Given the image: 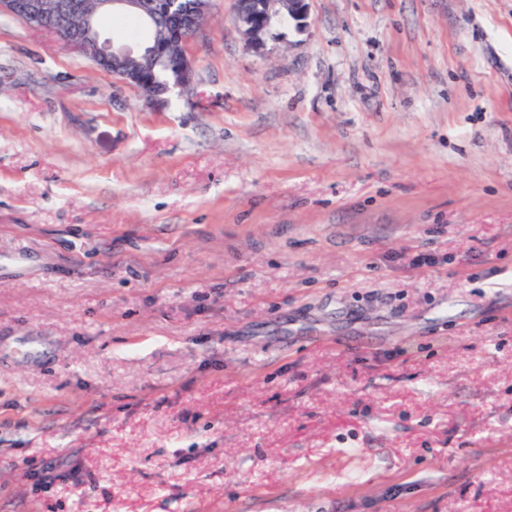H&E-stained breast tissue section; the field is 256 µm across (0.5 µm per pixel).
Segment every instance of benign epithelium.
Instances as JSON below:
<instances>
[{
	"label": "benign epithelium",
	"mask_w": 512,
	"mask_h": 512,
	"mask_svg": "<svg viewBox=\"0 0 512 512\" xmlns=\"http://www.w3.org/2000/svg\"><path fill=\"white\" fill-rule=\"evenodd\" d=\"M253 9L245 13L234 4V21L244 42L255 52L263 51L266 37L274 24L288 21L297 32L307 26V0H252ZM107 11L123 12L142 19L156 36L135 48H114L96 29L97 16ZM0 14L45 26L52 18L66 20L53 32L66 48L87 58L94 66L106 63L118 87H132L152 103L176 93L188 99L196 94V70L192 57L181 50L176 57L180 79L160 86L131 63L141 51L150 61L172 55V48L185 46L189 37L200 32L207 22L208 7H184L182 0H0Z\"/></svg>",
	"instance_id": "obj_1"
}]
</instances>
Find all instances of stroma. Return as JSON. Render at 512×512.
Returning <instances> with one entry per match:
<instances>
[{
  "label": "stroma",
  "mask_w": 512,
  "mask_h": 512,
  "mask_svg": "<svg viewBox=\"0 0 512 512\" xmlns=\"http://www.w3.org/2000/svg\"><path fill=\"white\" fill-rule=\"evenodd\" d=\"M187 51L0 15V512H512V0Z\"/></svg>",
  "instance_id": "35a3bbf8"
}]
</instances>
